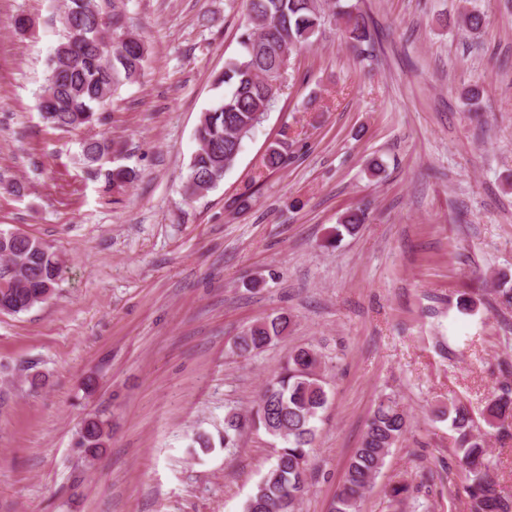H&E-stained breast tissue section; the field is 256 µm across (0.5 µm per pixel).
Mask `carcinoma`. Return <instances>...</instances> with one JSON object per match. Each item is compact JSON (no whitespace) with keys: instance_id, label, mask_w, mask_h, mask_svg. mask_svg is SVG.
<instances>
[{"instance_id":"cac0c4a2","label":"carcinoma","mask_w":512,"mask_h":512,"mask_svg":"<svg viewBox=\"0 0 512 512\" xmlns=\"http://www.w3.org/2000/svg\"><path fill=\"white\" fill-rule=\"evenodd\" d=\"M103 0H64L59 15L62 36L48 62V76L38 101L42 118L53 129L75 131L101 121V112L119 87L139 80L147 60V48L127 31L116 40L106 33L124 28L122 16L107 13ZM342 24L346 43L358 56L370 54L374 31L360 8L343 0L323 6L319 0H247L248 24L240 36L241 51L229 60L214 85L224 95L201 113L195 129L197 150L189 163L185 185L190 199L215 188L224 173L236 163L244 141L262 122L282 88L275 81L281 68H291L292 56L311 46L320 33L326 11ZM456 23L470 33H482L489 18L478 12H463ZM109 138L83 142L81 161L89 169L112 155ZM288 162L285 143L269 146L265 166L280 169ZM106 184L123 189L133 183L132 169L116 167L105 174ZM365 221V211L355 208L340 220L341 231L353 233ZM63 266L61 256L42 240L20 232L0 230V300L18 314L48 300ZM496 289L499 303L512 307V280L503 273ZM291 317L279 313L248 328L235 347L242 355L257 353L288 335ZM321 355L309 347L288 351L280 371L267 381L256 405L246 414L225 416L224 447H236V437L246 429H262L280 440L275 462L256 485L244 512H296L308 488L309 458L316 438V421L328 403ZM490 427L512 416V388L502 387L485 408ZM450 428L463 489L472 512H512V494L489 475V461L481 435L473 433L470 409L460 401L448 406ZM408 430V420L399 402L384 395L376 402L368 428L346 466L331 512H357L358 500L371 486L390 448ZM111 423L100 415L88 419L78 444L90 456L106 447Z\"/></svg>"}]
</instances>
